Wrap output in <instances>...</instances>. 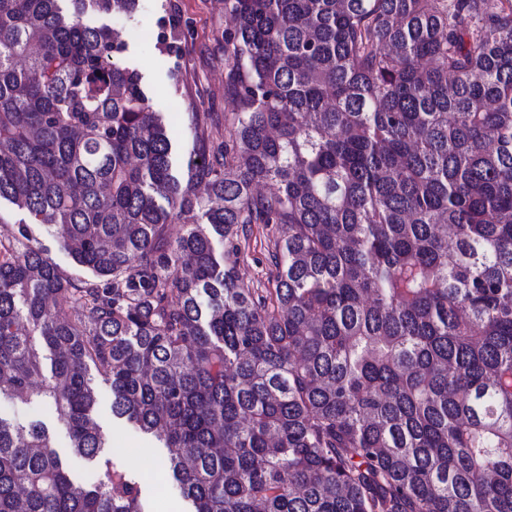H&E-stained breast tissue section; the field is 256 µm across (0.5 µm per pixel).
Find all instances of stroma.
<instances>
[{
    "instance_id": "1",
    "label": "stroma",
    "mask_w": 512,
    "mask_h": 512,
    "mask_svg": "<svg viewBox=\"0 0 512 512\" xmlns=\"http://www.w3.org/2000/svg\"><path fill=\"white\" fill-rule=\"evenodd\" d=\"M121 24L137 30L138 35L128 39L120 60L141 73L152 107L162 116L177 159L187 158L200 147L191 133V116L186 109L196 96L204 98L210 136L223 139L224 115L231 110V101L224 94L223 7L215 0H139L137 11L123 18ZM20 227L25 228L34 244L65 276L87 278V270L74 262L51 231L33 223L26 211L1 201L0 233L6 235ZM275 237L274 228L252 225L245 245L246 257L240 263L246 272L244 282L250 287H272L275 269L269 253ZM94 386L96 417L105 439L99 463L74 456L65 425L45 403L0 396V418L23 425L43 424L53 448L66 460L77 483L98 480L101 464L106 461L139 484L144 512H169L173 504L178 505L180 512H187L188 506L172 478L167 449L161 448L155 437L113 418L108 384L98 377Z\"/></svg>"
}]
</instances>
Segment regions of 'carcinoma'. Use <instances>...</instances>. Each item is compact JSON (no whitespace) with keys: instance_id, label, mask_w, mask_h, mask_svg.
<instances>
[{"instance_id":"1","label":"carcinoma","mask_w":512,"mask_h":512,"mask_svg":"<svg viewBox=\"0 0 512 512\" xmlns=\"http://www.w3.org/2000/svg\"><path fill=\"white\" fill-rule=\"evenodd\" d=\"M137 8L0 0V200L95 276L0 236V395L91 460L95 369L190 512H512V0H224L237 107L216 143L189 103L185 182L85 20ZM249 224L278 229L266 297ZM0 512L143 510L0 418Z\"/></svg>"}]
</instances>
